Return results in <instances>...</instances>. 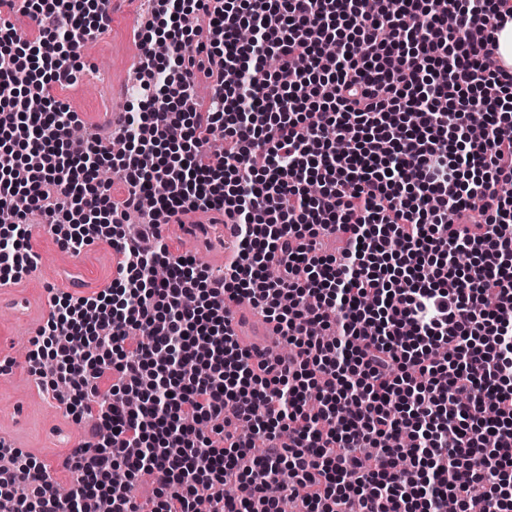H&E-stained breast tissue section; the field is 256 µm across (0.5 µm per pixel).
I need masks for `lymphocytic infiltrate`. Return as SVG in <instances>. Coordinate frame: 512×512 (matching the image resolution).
Returning <instances> with one entry per match:
<instances>
[{
	"label": "lymphocytic infiltrate",
	"instance_id": "obj_1",
	"mask_svg": "<svg viewBox=\"0 0 512 512\" xmlns=\"http://www.w3.org/2000/svg\"><path fill=\"white\" fill-rule=\"evenodd\" d=\"M3 12L38 35L0 21V287L37 258L32 211L61 250L122 258L98 292L53 289L29 340L74 421L97 415L63 461L72 494L0 438V512H138L142 477L152 512H512V0H156L148 107L86 140L50 90L77 82L110 0ZM197 211L237 239L222 276L162 236ZM228 299L276 322L277 362L241 347ZM117 469L121 489L102 481Z\"/></svg>",
	"mask_w": 512,
	"mask_h": 512
}]
</instances>
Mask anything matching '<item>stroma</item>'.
Instances as JSON below:
<instances>
[{
	"label": "stroma",
	"mask_w": 512,
	"mask_h": 512,
	"mask_svg": "<svg viewBox=\"0 0 512 512\" xmlns=\"http://www.w3.org/2000/svg\"><path fill=\"white\" fill-rule=\"evenodd\" d=\"M141 8L140 0H112L110 32L81 50V60L93 69V76H80L74 86L54 92L56 98L73 103L87 132L99 129L103 113L120 112L125 107L131 87L128 74L138 50L137 43L128 37L126 21L128 15ZM31 222L37 229L31 243L42 257L43 268L23 275L16 288L32 300L34 325L30 328L15 325L12 314L0 310V341L10 343L19 353L27 350L34 326L48 316L46 284L61 269L81 267L98 290L110 285L117 276V260L107 242L96 241L88 250L74 256L59 249L49 224L43 223L39 215H32ZM35 381L24 361L18 363L13 377L0 381V433L9 436L24 454L43 463L55 453L45 435L48 425L70 428L77 439L81 438L83 430L74 424L63 405L46 398L44 390H32Z\"/></svg>",
	"instance_id": "stroma-1"
}]
</instances>
